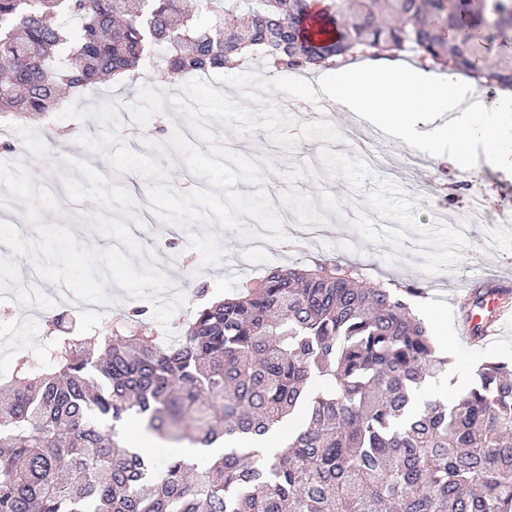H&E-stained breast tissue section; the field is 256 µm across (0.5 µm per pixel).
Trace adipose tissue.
<instances>
[{
  "label": "adipose tissue",
  "mask_w": 512,
  "mask_h": 512,
  "mask_svg": "<svg viewBox=\"0 0 512 512\" xmlns=\"http://www.w3.org/2000/svg\"><path fill=\"white\" fill-rule=\"evenodd\" d=\"M322 79L341 110L366 116L401 144L419 146L434 156L450 151L463 165L473 143L479 142L490 161H512V154L503 149L504 139L512 137V92L502 94L495 105H473L447 127L426 123L425 117L457 111L459 98L471 87L459 73L403 68L379 58L326 69Z\"/></svg>",
  "instance_id": "obj_1"
}]
</instances>
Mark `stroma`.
Returning a JSON list of instances; mask_svg holds the SVG:
<instances>
[{
	"instance_id": "stroma-1",
	"label": "stroma",
	"mask_w": 512,
	"mask_h": 512,
	"mask_svg": "<svg viewBox=\"0 0 512 512\" xmlns=\"http://www.w3.org/2000/svg\"><path fill=\"white\" fill-rule=\"evenodd\" d=\"M319 98L317 102L286 99L272 91L271 103L289 100L286 131L296 134L311 120L329 122L341 139L298 138L294 145L278 144L265 130L245 133L237 124L215 119L206 125L218 145L259 163L266 179L265 192L278 213L287 215L284 225L293 245L288 251L255 252L246 232L251 218L240 227L224 228L213 222L193 221L184 225L162 221L150 208V180L137 173H117L107 155L81 146L78 136H99L105 126L90 118L79 122L54 118V127H67L73 136L56 139L53 129L44 130L40 141H31L30 127L19 128L12 141L25 157L35 186L51 192L56 211L43 212L44 223L66 226L86 248L102 252L115 247L116 239L103 233L96 220L102 205L77 204L66 192L64 180L72 173L67 158L81 157L111 182L125 188L135 202L134 237L154 253V264H167L169 254H178L180 264L169 266L171 299L181 292L185 304L170 321V331L181 335L193 311L200 305L223 300L233 288L263 276L274 266L309 264L339 258L355 264L368 283L395 282L420 288L416 309L433 339L448 349V373L430 383L429 395H453L471 381L483 362L512 364V330L482 346L467 345L456 333L460 305L475 288L491 287L495 278L512 275V223H501V215L512 212V168L491 163L482 144L472 147L467 165L459 166L432 157L393 138L378 139L376 128L359 116L338 111L324 93L319 70L302 71ZM187 77L170 79L150 74L135 87L107 86V104L117 111L118 130L135 129L128 145L135 152L158 159L167 168L169 183L179 192L193 191L194 173L183 154L173 149L171 139L184 130L187 120L171 104V87H185ZM166 113V124H158V113ZM480 184L483 217L473 222L466 206L467 182ZM447 200L440 210L439 200ZM24 256L12 255L0 244V298L5 301L0 320L11 321L13 337L0 342V372L12 375L19 352H31L34 366H44L38 344L44 340L45 317L71 309L76 300L71 291L42 282L40 315H33L17 278L30 266ZM112 301L77 315L83 327L96 332L92 348L103 344L109 325L125 309L148 307L146 299H134L116 285L105 289Z\"/></svg>"
}]
</instances>
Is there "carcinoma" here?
Returning a JSON list of instances; mask_svg holds the SVG:
<instances>
[{"label": "carcinoma", "mask_w": 512, "mask_h": 512, "mask_svg": "<svg viewBox=\"0 0 512 512\" xmlns=\"http://www.w3.org/2000/svg\"><path fill=\"white\" fill-rule=\"evenodd\" d=\"M0 0V112L47 116L105 80L327 67L404 52L494 94L512 89V0ZM419 289L355 266L274 268L199 307L168 346L130 308L99 356L52 317L51 369L21 357L0 402V512H512V366L488 361L459 397L420 400L448 370L413 310ZM422 404H417V401ZM296 419L283 446L259 441ZM167 444L239 441L159 461Z\"/></svg>", "instance_id": "carcinoma-1"}]
</instances>
